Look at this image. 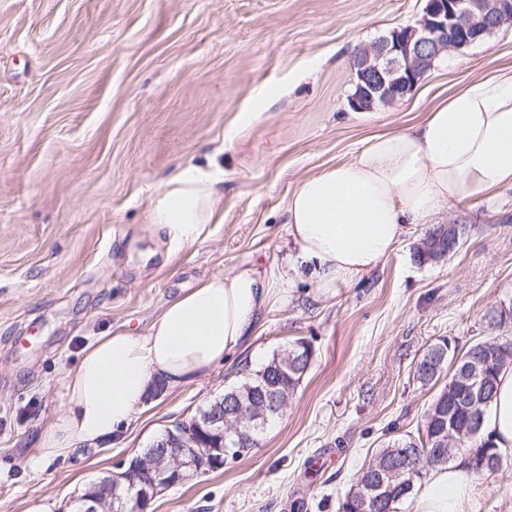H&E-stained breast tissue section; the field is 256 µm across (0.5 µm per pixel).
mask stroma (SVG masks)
<instances>
[{
    "label": "stroma",
    "mask_w": 512,
    "mask_h": 512,
    "mask_svg": "<svg viewBox=\"0 0 512 512\" xmlns=\"http://www.w3.org/2000/svg\"><path fill=\"white\" fill-rule=\"evenodd\" d=\"M425 0H0V512H59L168 425L288 343L312 361L282 416L223 470L148 512H337L383 443L417 432L436 390L415 377L440 339L512 338V188L438 215L465 234L418 260L427 225L335 295L290 270L297 180L417 123L470 83L512 75V23L442 54L393 105L351 109V57L422 16ZM224 154L216 223L191 243L150 232L161 182ZM291 271L243 346L149 397L116 438L37 463L68 376L108 330L144 333L168 300L241 266ZM474 512H512V457L476 480Z\"/></svg>",
    "instance_id": "35a3bbf8"
}]
</instances>
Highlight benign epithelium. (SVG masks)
I'll list each match as a JSON object with an SVG mask.
<instances>
[{
	"label": "benign epithelium",
	"instance_id": "benign-epithelium-1",
	"mask_svg": "<svg viewBox=\"0 0 512 512\" xmlns=\"http://www.w3.org/2000/svg\"><path fill=\"white\" fill-rule=\"evenodd\" d=\"M511 21L512 0H426L416 23L357 49L351 68L358 83L350 107L368 111L377 102H397L442 53L469 47ZM244 422L259 426L242 399L220 396L180 426L162 431L129 460V470L102 473L72 504L78 512H147L169 488L224 468V448L236 444Z\"/></svg>",
	"mask_w": 512,
	"mask_h": 512
}]
</instances>
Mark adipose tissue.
Here are the masks:
<instances>
[{
	"mask_svg": "<svg viewBox=\"0 0 512 512\" xmlns=\"http://www.w3.org/2000/svg\"><path fill=\"white\" fill-rule=\"evenodd\" d=\"M218 154L163 181L148 215L171 242L196 239L222 202ZM512 186V77L471 83L412 126L372 137L349 160L299 179L285 210L296 261L316 266L318 289L335 293L382 264L415 226L481 192ZM285 274L243 266L181 292L148 331H109L67 381L63 412L46 425L39 458L116 437L156 386L180 387L229 359L261 309L294 288ZM484 433L512 455V364L497 378ZM475 478L468 456L430 468L407 500L410 512H463Z\"/></svg>",
	"mask_w": 512,
	"mask_h": 512,
	"instance_id": "ef3b65f1",
	"label": "adipose tissue"
}]
</instances>
